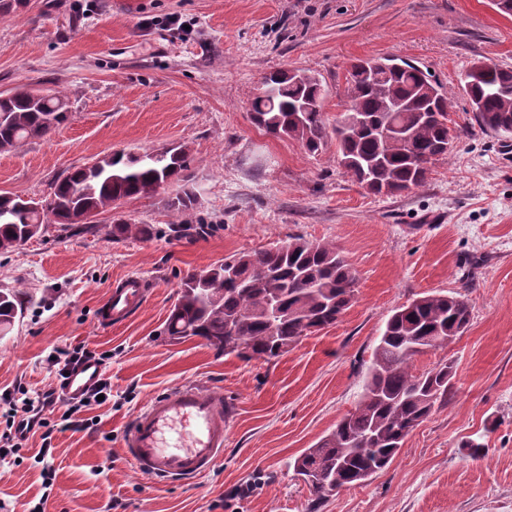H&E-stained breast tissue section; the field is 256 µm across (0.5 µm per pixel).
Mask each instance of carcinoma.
<instances>
[{
	"label": "carcinoma",
	"instance_id": "obj_1",
	"mask_svg": "<svg viewBox=\"0 0 512 512\" xmlns=\"http://www.w3.org/2000/svg\"><path fill=\"white\" fill-rule=\"evenodd\" d=\"M389 71L368 74L359 63L346 77L343 111L363 115L366 125L350 134L323 112L325 89L309 73L296 81L287 71L265 77L271 93L256 96L251 119L266 134L297 141L309 153L336 140V162L375 194L401 195L425 183L428 165L448 153L449 102L440 84L407 61L388 60ZM464 91L479 129L512 134V68L490 64L467 71ZM20 86L0 94V154L46 138L69 118L59 91ZM391 99H406L408 112H389ZM308 107H303V104ZM406 129L411 147L382 140L377 129ZM188 153L179 146L157 160L116 152L56 179L44 199L27 207L20 197L0 194V253H10L55 224L64 233L89 232L87 213L98 214L124 199L149 197L179 181ZM197 202L185 189L168 201L183 214ZM150 224L121 221L116 239H149ZM356 272L328 242L293 237L288 244L241 252L223 263L183 279L166 320L174 340L200 337L226 354L270 362L288 353L301 338L336 324L356 297ZM22 316L19 293L0 290V335ZM470 322V307L460 294L426 293L397 308L386 320L362 393L336 428L293 463V471L315 499L359 485L388 467L404 439L448 399L452 366L438 363L416 373L415 358L448 347Z\"/></svg>",
	"mask_w": 512,
	"mask_h": 512
}]
</instances>
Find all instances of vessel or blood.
Wrapping results in <instances>:
<instances>
[{
    "instance_id": "b4317fda",
    "label": "vessel or blood",
    "mask_w": 512,
    "mask_h": 512,
    "mask_svg": "<svg viewBox=\"0 0 512 512\" xmlns=\"http://www.w3.org/2000/svg\"><path fill=\"white\" fill-rule=\"evenodd\" d=\"M145 284L128 275L116 281L99 309L107 323L126 322L141 307ZM88 362L62 382L64 397L75 398L99 378ZM231 404L223 390L194 384L156 395L123 436V454L135 470L161 483L186 482L209 471L224 455Z\"/></svg>"
}]
</instances>
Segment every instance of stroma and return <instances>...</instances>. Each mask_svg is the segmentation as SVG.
<instances>
[{
	"instance_id": "obj_1",
	"label": "stroma",
	"mask_w": 512,
	"mask_h": 512,
	"mask_svg": "<svg viewBox=\"0 0 512 512\" xmlns=\"http://www.w3.org/2000/svg\"><path fill=\"white\" fill-rule=\"evenodd\" d=\"M0 15V93L28 84L64 91L68 121L0 155V193L47 196L70 168L117 150L185 147L178 182L126 199L96 230L56 228L0 254V289L20 291L23 314L0 336V392L57 386L55 347L102 353L106 403L95 426L55 434L53 486L35 456L40 436L0 461V512H512V134L480 131L464 92L474 62L512 67V16L493 0H25ZM395 56L431 72L450 100L453 146L422 187L374 195L336 163V145L309 154L250 119L262 78L288 67L316 74L335 118L346 70ZM195 189L193 210L167 207ZM122 219L153 225L150 240L112 238ZM205 221L202 236L171 225ZM332 242L358 276L336 323L273 363L243 361L166 319L183 277L234 254L293 237ZM142 277L141 309L122 324L98 318L116 279ZM460 294L467 331L417 356L416 371L453 367L447 402L369 481L313 500L291 463L358 402L392 310L426 293ZM196 384L236 407L223 458L203 477L158 485L122 455V437L150 399ZM482 437L484 458L461 444Z\"/></svg>"
}]
</instances>
